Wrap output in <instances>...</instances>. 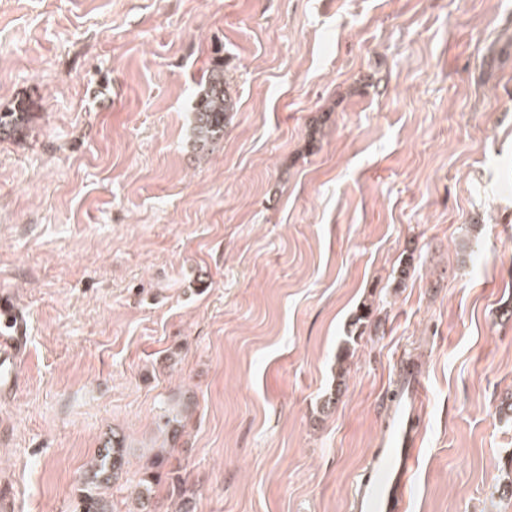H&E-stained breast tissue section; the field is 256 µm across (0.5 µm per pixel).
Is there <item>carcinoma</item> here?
Listing matches in <instances>:
<instances>
[{
	"instance_id": "1",
	"label": "carcinoma",
	"mask_w": 512,
	"mask_h": 512,
	"mask_svg": "<svg viewBox=\"0 0 512 512\" xmlns=\"http://www.w3.org/2000/svg\"><path fill=\"white\" fill-rule=\"evenodd\" d=\"M237 111L236 101L229 92L224 79V67L214 63L200 81V89L193 103L194 143L203 151L224 135V126L230 113ZM34 113L30 104L20 99L6 112H0V141L19 140L31 130ZM374 313L372 305L365 303L352 321L351 335L346 337L345 347L337 357L338 372L336 389L324 400L322 409H330L346 388L347 361L351 355V345L362 337ZM183 411L172 409L156 421L157 430L171 442H176L183 429ZM126 440L122 433L114 430L105 434L93 457L83 486L80 488V502L77 512H109L108 505L100 489L118 479L125 464ZM166 457L157 454L150 461L143 476L136 484L134 512H156L154 487L162 478L170 480L172 491L180 501H185L188 490L182 478L170 471L164 473Z\"/></svg>"
}]
</instances>
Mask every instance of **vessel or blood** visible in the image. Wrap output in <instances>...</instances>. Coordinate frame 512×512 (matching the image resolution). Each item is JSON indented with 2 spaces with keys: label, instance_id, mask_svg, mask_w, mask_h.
I'll return each mask as SVG.
<instances>
[{
  "label": "vessel or blood",
  "instance_id": "b4317fda",
  "mask_svg": "<svg viewBox=\"0 0 512 512\" xmlns=\"http://www.w3.org/2000/svg\"><path fill=\"white\" fill-rule=\"evenodd\" d=\"M29 349L28 320L23 308L0 294V398H12L21 383L20 364ZM424 396V380L411 372L395 397L383 425V440L373 449L358 476L352 495L354 512H399L411 481L417 434L413 406Z\"/></svg>",
  "mask_w": 512,
  "mask_h": 512
}]
</instances>
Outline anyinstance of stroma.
Masks as SVG:
<instances>
[{
	"label": "stroma",
	"mask_w": 512,
	"mask_h": 512,
	"mask_svg": "<svg viewBox=\"0 0 512 512\" xmlns=\"http://www.w3.org/2000/svg\"><path fill=\"white\" fill-rule=\"evenodd\" d=\"M237 110L203 154L212 60ZM0 402L16 512H73L110 429L129 512L155 420L192 512H349L414 361L402 512H512V0H0ZM407 278H400L404 262ZM375 314L330 411L336 355ZM34 112L30 104L19 99L7 112H0V141L25 138L31 130ZM29 349L28 320L15 299L0 294V398L11 399L21 383L20 364ZM183 410L172 409L161 415L156 421L157 430L175 443L183 429Z\"/></svg>",
	"instance_id": "35a3bbf8"
}]
</instances>
